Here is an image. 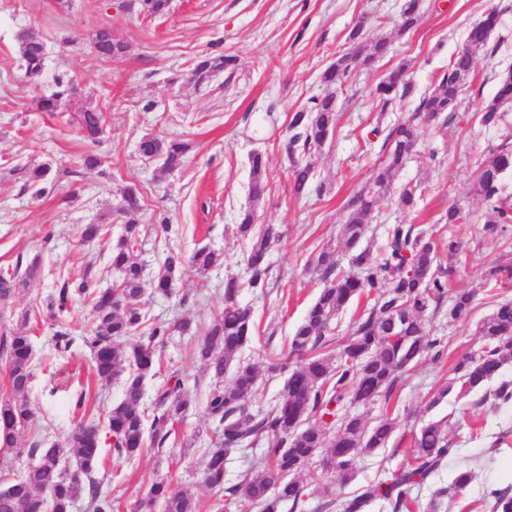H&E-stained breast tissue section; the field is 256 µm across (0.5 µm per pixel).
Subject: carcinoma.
<instances>
[{
  "instance_id": "carcinoma-1",
  "label": "carcinoma",
  "mask_w": 512,
  "mask_h": 512,
  "mask_svg": "<svg viewBox=\"0 0 512 512\" xmlns=\"http://www.w3.org/2000/svg\"><path fill=\"white\" fill-rule=\"evenodd\" d=\"M170 0H127L124 8L149 17L165 15ZM421 0H405L395 23L398 34L411 32L421 20ZM498 7L489 4L481 24L472 27L467 42L448 65L438 82L420 95L411 116L393 126L384 141L385 150L366 185L347 201L349 210L344 225V244L350 252V264L359 273L339 268L334 251L324 249L314 260L324 283L318 297L288 342L286 360H298L288 376L281 401L264 417L249 412V402L260 385L262 374L252 363L237 360L242 349L253 340L255 331L250 309L240 305L244 288L265 286L268 274L266 257L270 248L283 241L284 234L274 224H255L256 207L267 187L266 157L258 152L249 156V206L240 215L236 231L249 244L245 258L248 278H224V308L205 328L197 340L194 355L208 369L212 378L206 400V413L213 424L210 448L203 474L191 490L173 491L164 482L152 483L136 505V512H197L196 495L214 498L215 512H224L226 502L241 499L257 512H279L286 502L295 509L304 495L297 480L313 459L322 457L326 476L345 486L354 477L353 461L357 454L385 448L395 423L386 416L373 425L361 414H346L343 407L368 406L379 397H390L401 373L433 352L442 355V340L429 336L420 314L439 307L448 295L455 269L441 261V250L456 256L460 242L448 238L438 242L420 226L392 224L380 261L372 258L368 248L360 247L376 204L392 188L393 180L410 155L416 152L420 130L440 123L444 113L455 110L462 87L474 71L479 53L486 50L489 38L481 31L484 25L496 29ZM20 58L26 75L35 80L45 67L46 46L33 31L19 35ZM348 48L338 53L322 72L320 81L325 93L311 98V104L290 115L286 156L291 168V187L296 195L312 189L314 166L306 160L322 147L336 131V94L359 71L369 69L390 51L391 41L381 37L371 44L362 38V26L353 28ZM93 48L101 59H119L127 51L125 41L115 36L108 24L93 33ZM237 68L234 55H205L193 65L190 81L200 86L217 74ZM413 90L409 67L401 64L388 71L373 90L381 110L392 107ZM74 94L70 81L58 78L55 90L38 100L43 112L59 110L62 99ZM512 101V71L504 75L493 99L482 106L480 122L494 126L501 119L500 108ZM106 118L96 109L80 111V133L96 143L104 132ZM141 155L159 162L157 171L166 175L186 163L190 144L161 134H148L139 142ZM51 165L19 164L12 169L25 189L45 192L43 184ZM512 177V140L504 139L490 149L489 158L473 177L477 193L489 203L491 216L485 231L498 234L512 225V195L504 193L503 182ZM423 189L407 183L399 191V204L411 210L422 199ZM142 196L135 186L124 189L114 214L126 225L125 235L112 249L110 268L115 274L112 287L99 283L68 279L55 281V289L45 304L48 319L56 323L55 350L67 352L74 343L73 331L58 322L60 314L74 301H83L93 311L91 335L84 337L92 355V373L100 380L123 378V398L112 406L106 422L80 418L60 442L47 448L35 443L23 448L17 440L33 418L28 394L32 372V337L21 332L0 334V354L6 359L12 396L0 400V449L16 456L34 459L23 477L9 483L10 491L0 494V512H71L79 499L87 501L91 512H111V502L101 496L97 473L102 462L106 439L118 455L134 457L146 445L162 447L170 438L191 406L183 380L167 382L157 394L152 409L143 406L145 379L161 367L159 349L174 332L193 334L192 324L183 321L172 327L151 322L134 299L144 288V268L139 260L137 214ZM182 256L173 250L166 253L150 287L160 294H170L176 287V275ZM191 264L204 274L224 264V254L201 248L190 257ZM17 272L0 271V304L6 305L19 289ZM366 306L348 326V335L338 352L331 353L330 335L336 329V317L354 300ZM474 291H457L448 308V319L456 321L469 315ZM476 328L485 342V350L469 356L453 369L454 377L431 401L436 405L452 391L464 398L498 377L512 364V302L504 301L494 312L479 321ZM229 382H224L227 370ZM266 443L265 463L261 473L245 477L240 483L224 487V457L246 443ZM453 454L440 423L428 422L413 435L412 465L388 477L362 486L343 503L344 512H366L376 502L391 512H411L415 499L413 488L420 486L448 461ZM80 470V478L68 477L67 465ZM490 512H512L509 489L490 492Z\"/></svg>"
}]
</instances>
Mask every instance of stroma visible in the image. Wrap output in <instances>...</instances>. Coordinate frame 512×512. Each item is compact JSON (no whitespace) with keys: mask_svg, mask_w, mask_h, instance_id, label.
Returning a JSON list of instances; mask_svg holds the SVG:
<instances>
[{"mask_svg":"<svg viewBox=\"0 0 512 512\" xmlns=\"http://www.w3.org/2000/svg\"><path fill=\"white\" fill-rule=\"evenodd\" d=\"M495 2L499 24L453 116L423 129L418 155L395 180L397 186L424 185L422 202L417 210H403L397 191H390L371 213L362 240L377 260L392 224H418L436 237H457L462 246L453 259V287L475 290L473 313L466 322L449 321L444 306L422 313L431 336L443 341L442 356H424L403 373L389 400L363 408L367 422L388 416L396 432L388 447L357 456L351 483H331L316 463L301 473L309 505L331 499L336 503L332 512H342L346 496L408 465L412 432L431 421L441 422L454 453L427 483L413 489V512H426L440 489L445 492L441 512H485L480 501L486 493L512 487V403H499L481 388L462 399L453 393L436 397L457 362L481 353L484 341L477 322L497 302L512 301V287H500L488 276L491 267L512 259V246L503 236L485 232L490 210L472 191L475 170L501 135L512 132L511 105H504L498 127L483 126L478 117L501 76L512 70V0ZM485 3L423 0L420 24L400 35L394 29L396 0H173L170 12L154 19L117 10L114 0H0V268L17 269L22 281L9 306L0 307V332H27L34 352L29 400L35 418L22 444L61 440L77 421L72 407L78 393L86 395L87 415L97 419L123 397L121 381L104 382L91 372L90 350L83 341L91 326L90 307L78 301L64 312L62 319L76 340L62 356L54 350L55 328L42 308L57 279H78L88 272L111 285L109 256L124 231L112 212L125 187L136 186L144 196L138 254L147 272L157 271L170 248L186 258L203 246L223 253V266L204 275L184 265L174 295L147 290L138 299L156 322L188 319L201 331L223 308L225 277L246 273V244L235 227L249 204L248 157L255 150L265 154L268 186L257 221L280 225L284 239L269 254L264 287L243 289L239 297L258 329L240 358L265 371L269 358L284 353L322 286L320 274L307 264L309 257L331 247L340 266L349 265L341 247L345 204L378 163L383 133L406 119L420 94L447 71ZM359 22L365 40L389 37L390 52L371 70L352 77L337 96L336 131L310 157L322 193L295 195L284 151L289 116L323 93L322 71L345 50ZM105 23L128 45L125 56L114 61L98 59L90 45L93 30ZM26 30L39 32L49 49L36 81L26 76L19 58L17 36ZM221 52L238 57L234 75L222 74L201 86L186 81L200 56ZM401 64L410 67L413 91L380 110L372 91ZM58 78L73 82L71 102L60 112L39 111L37 98L50 94ZM85 107L106 116L100 144L84 141L79 132V111ZM376 127L380 136L370 137ZM158 132L191 145L184 167L164 176L138 153L140 139ZM88 153L99 158L98 167L83 166ZM43 162L51 163L52 171L45 193L35 197L22 189L12 168ZM452 205L470 213L471 223H446ZM94 222L104 225L103 236L81 244L80 226ZM165 222L172 231L163 237L158 227ZM193 349V337L171 336L161 350L159 374L144 385L148 403L174 373L197 387L174 444L144 448L131 459L105 453L98 477L112 512H134L152 482L162 480L182 490L199 478L212 424L205 410L208 376ZM287 378L284 371H265L250 402L254 415H265L279 402ZM464 466L472 470V482L463 493H452L455 472Z\"/></svg>","mask_w":512,"mask_h":512,"instance_id":"1","label":"stroma"}]
</instances>
